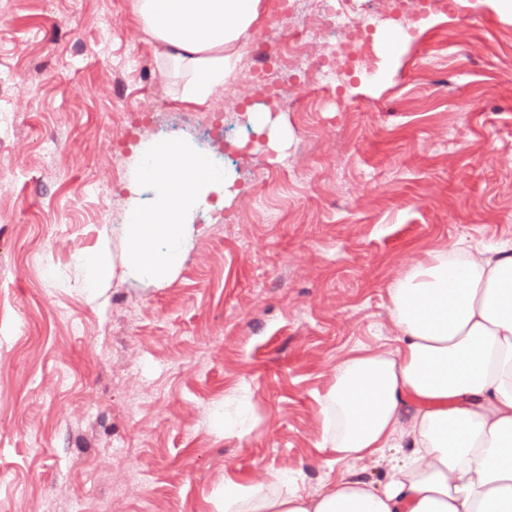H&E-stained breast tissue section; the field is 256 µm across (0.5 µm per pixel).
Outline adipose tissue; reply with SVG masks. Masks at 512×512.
Returning <instances> with one entry per match:
<instances>
[{"instance_id":"ef3b65f1","label":"adipose tissue","mask_w":512,"mask_h":512,"mask_svg":"<svg viewBox=\"0 0 512 512\" xmlns=\"http://www.w3.org/2000/svg\"><path fill=\"white\" fill-rule=\"evenodd\" d=\"M143 31L179 77L181 100L204 104L229 87L262 0H132ZM232 180L187 142L141 143L124 199L120 264L76 255L89 291L115 271L163 281L230 199ZM393 344L352 351L322 395L327 466L375 461L379 485L326 478L225 477L224 512H512V238L461 241L416 262L389 287Z\"/></svg>"}]
</instances>
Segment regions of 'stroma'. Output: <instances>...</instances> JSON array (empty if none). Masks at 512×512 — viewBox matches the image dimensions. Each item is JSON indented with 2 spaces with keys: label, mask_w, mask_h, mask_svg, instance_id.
<instances>
[{
  "label": "stroma",
  "mask_w": 512,
  "mask_h": 512,
  "mask_svg": "<svg viewBox=\"0 0 512 512\" xmlns=\"http://www.w3.org/2000/svg\"><path fill=\"white\" fill-rule=\"evenodd\" d=\"M399 41L382 74L342 98L272 111L280 148L247 145L246 107L180 100L130 0H0V512H218L224 477L325 473L319 399L353 349L392 333L388 288L407 264L459 238L512 237V0H473ZM161 81L154 128L193 133L182 114L224 115L246 152L234 196L199 213L205 231L162 282L114 277L98 297L77 253L121 239L127 113ZM311 171L288 177L287 160ZM282 183L269 223L249 196ZM111 184L112 198L91 192ZM248 386V442L215 429Z\"/></svg>",
  "instance_id": "stroma-1"
}]
</instances>
